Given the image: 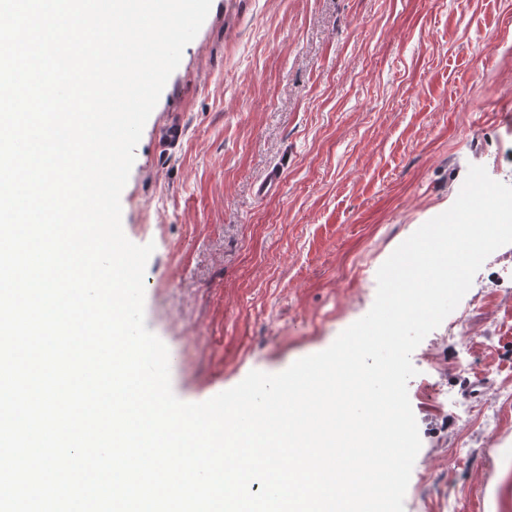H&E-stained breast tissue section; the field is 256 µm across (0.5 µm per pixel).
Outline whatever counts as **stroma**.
<instances>
[{
    "instance_id": "obj_1",
    "label": "stroma",
    "mask_w": 512,
    "mask_h": 512,
    "mask_svg": "<svg viewBox=\"0 0 512 512\" xmlns=\"http://www.w3.org/2000/svg\"><path fill=\"white\" fill-rule=\"evenodd\" d=\"M510 152L512 0H212L121 195L125 235L155 245L145 322L175 395L202 402L328 348L469 165L512 185ZM274 168L278 191L257 197ZM456 312L464 331L438 327L411 355L422 446L404 509L512 512V300L475 288ZM436 363L495 425L420 399ZM420 476L433 491L422 507Z\"/></svg>"
}]
</instances>
